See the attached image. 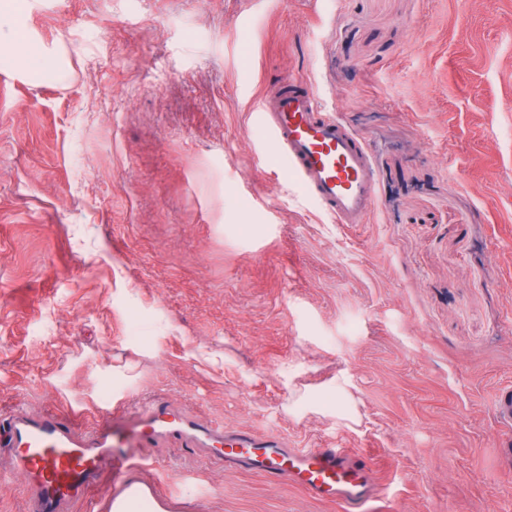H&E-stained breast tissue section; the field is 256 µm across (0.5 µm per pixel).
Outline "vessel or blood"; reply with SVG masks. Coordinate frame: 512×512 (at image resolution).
<instances>
[{
    "instance_id": "obj_1",
    "label": "vessel or blood",
    "mask_w": 512,
    "mask_h": 512,
    "mask_svg": "<svg viewBox=\"0 0 512 512\" xmlns=\"http://www.w3.org/2000/svg\"><path fill=\"white\" fill-rule=\"evenodd\" d=\"M285 169L340 224H361L377 203L364 138L325 112L314 88L287 80L268 91L251 114ZM162 439L203 449L207 456L289 482L342 512H362L376 492L373 454L359 448H291L280 435L227 430L156 400L120 402L92 431L75 416L20 408L0 412V457L28 491L26 512H69L87 501L93 512H178L173 495L138 472L134 451Z\"/></svg>"
}]
</instances>
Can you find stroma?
<instances>
[{"label":"stroma","instance_id":"1","mask_svg":"<svg viewBox=\"0 0 512 512\" xmlns=\"http://www.w3.org/2000/svg\"><path fill=\"white\" fill-rule=\"evenodd\" d=\"M0 67V408L119 399L372 452L367 512H512V0H25ZM363 136L339 224L269 155L284 76ZM192 512H342L184 442Z\"/></svg>","mask_w":512,"mask_h":512}]
</instances>
